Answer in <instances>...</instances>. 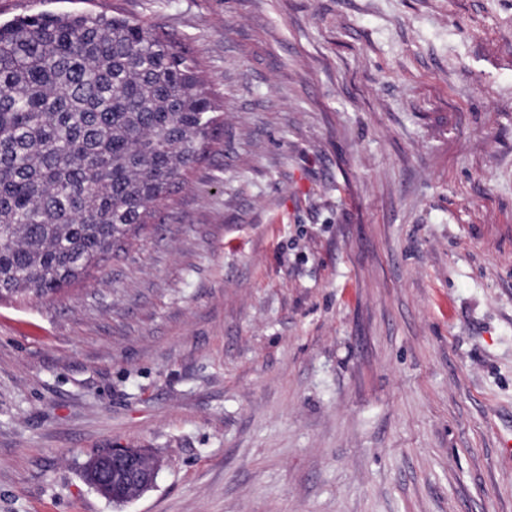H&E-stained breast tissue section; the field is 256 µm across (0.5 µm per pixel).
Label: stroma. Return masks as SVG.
<instances>
[{"mask_svg": "<svg viewBox=\"0 0 512 512\" xmlns=\"http://www.w3.org/2000/svg\"><path fill=\"white\" fill-rule=\"evenodd\" d=\"M186 47L220 141L0 300V512H512V0H0ZM160 462L124 504L103 448Z\"/></svg>", "mask_w": 512, "mask_h": 512, "instance_id": "stroma-1", "label": "stroma"}]
</instances>
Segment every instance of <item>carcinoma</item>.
<instances>
[{"label": "carcinoma", "instance_id": "carcinoma-1", "mask_svg": "<svg viewBox=\"0 0 512 512\" xmlns=\"http://www.w3.org/2000/svg\"><path fill=\"white\" fill-rule=\"evenodd\" d=\"M196 58L139 20L0 25V292L57 293L104 261L219 140Z\"/></svg>", "mask_w": 512, "mask_h": 512}]
</instances>
